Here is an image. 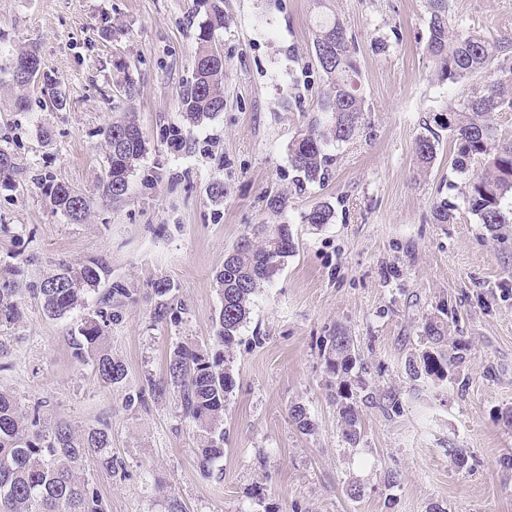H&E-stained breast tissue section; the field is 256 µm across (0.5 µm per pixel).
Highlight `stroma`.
Returning <instances> with one entry per match:
<instances>
[{"label":"stroma","mask_w":512,"mask_h":512,"mask_svg":"<svg viewBox=\"0 0 512 512\" xmlns=\"http://www.w3.org/2000/svg\"><path fill=\"white\" fill-rule=\"evenodd\" d=\"M336 13L358 46L366 136L329 147L323 183L304 192L288 144L316 115L325 83L310 51L324 12ZM214 45L224 57V109L171 144L181 123L196 36L204 14L193 0H0V48L36 45L44 71L66 97L45 101L40 82L16 95L0 57V147L16 163V189L0 188V272L23 266L35 282L58 263L105 260L112 281L144 291L154 279L176 285L178 323L156 322L144 299L126 301L110 325L109 351L126 366L122 385L103 386L91 364L72 355V338L95 317L96 294L61 319L26 294L22 320L0 329L13 344L0 386L45 420L76 430L107 424L124 477L94 460L81 474L106 512H164L175 492L185 512H512V227L487 236L463 198L453 169L455 143L441 133L422 166L416 141L434 115L466 98L481 76L442 78L427 50L426 0H224ZM124 26L105 39L102 17ZM448 22L492 38L512 36V0H448ZM389 38L380 50L376 41ZM134 113L146 151L126 195L105 202L103 127ZM224 184L212 201L209 187ZM68 185L89 204L85 221L54 210L47 182ZM288 198L281 215L266 200ZM449 224L432 221L441 200ZM318 205L332 223H303ZM290 225L296 252L257 295L232 368L236 387L224 412V456L213 477L197 466L195 424L174 397L145 394L164 375L177 345L204 347L220 303L214 275L251 224ZM448 314L449 343L466 351L456 377L411 380L405 362L423 349L427 319ZM341 326L353 336L374 395L397 392L393 413L362 408V439L347 444L329 399L321 336ZM304 406L315 429L298 431L291 406ZM468 452L465 469L449 449ZM400 475L385 484L387 471ZM361 485L360 498L345 487Z\"/></svg>","instance_id":"35a3bbf8"}]
</instances>
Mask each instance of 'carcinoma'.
Listing matches in <instances>:
<instances>
[{"instance_id": "cac0c4a2", "label": "carcinoma", "mask_w": 512, "mask_h": 512, "mask_svg": "<svg viewBox=\"0 0 512 512\" xmlns=\"http://www.w3.org/2000/svg\"><path fill=\"white\" fill-rule=\"evenodd\" d=\"M207 6L206 19L199 26L197 51L192 78L184 99L186 125L168 129L172 141H180L187 127L214 119L224 110V60L213 46L215 30L224 27L223 0H196ZM430 13L427 49L448 79L459 80L475 73H485L490 80L475 87L471 95L448 107L447 117L434 119L457 143L453 161L455 171L467 177L465 195L468 208L482 227L493 237L512 224V209L503 201L512 196V140L499 138L493 115L512 109V56L508 54L512 39H491L478 31L459 32L448 27L447 0H428ZM312 54L326 86L319 112L325 117L312 118L306 129L288 144L289 161L296 171V188L321 183L328 172L331 155L328 146L350 143L363 131L366 100L361 91L360 67L355 41L336 15L320 18L313 36ZM43 91L53 105H64L58 81L51 75L42 77ZM108 147V169L101 183L105 200L126 194L129 179L145 151L143 134L132 116L112 122L104 130ZM439 134L432 128L419 137L416 153L429 164L436 155ZM0 187L13 190L11 175L13 156L0 148ZM481 161V172L469 174L470 164ZM56 209L72 221H82L88 203L82 193L65 184L50 187ZM334 210L319 205L302 216L306 224L321 226L332 223ZM296 252V243L288 224H254L224 255V265L216 271L215 281L222 296L216 318L212 346L193 350L183 345L170 353L166 373L148 381L149 392L159 400L174 393L183 414L198 428V465L200 474L209 478L214 464L224 457V403L233 392L236 380L231 359L240 331L251 313L254 298L265 284L274 280L288 258ZM107 264L93 260L74 267L60 263L55 273L23 288L20 281L0 276V327L15 324L22 316L24 291L40 297L45 314L62 318L84 305L87 294H98L96 320L85 322L72 340L73 355L78 361H93L101 382L110 387L123 383L127 376L124 363L106 349L105 329L122 320L123 300L131 289L108 280ZM175 284L168 278L151 283L146 299L151 303L153 318L158 321L178 319ZM425 345L408 359L407 372L414 380H445L459 367L461 346L444 349L446 336L441 320H428L423 327ZM324 368L336 379L330 399L336 412L342 437L351 447L361 439L362 404L371 398L359 372L364 370L355 351L353 337L336 327L322 339ZM290 417L297 429L308 434L315 429L306 409L295 405ZM93 457L113 476L122 473V463L112 455L108 427L77 431L64 420L46 422L40 405L26 410L8 390H0V512H105V504L95 488L78 477L83 460Z\"/></svg>"}]
</instances>
